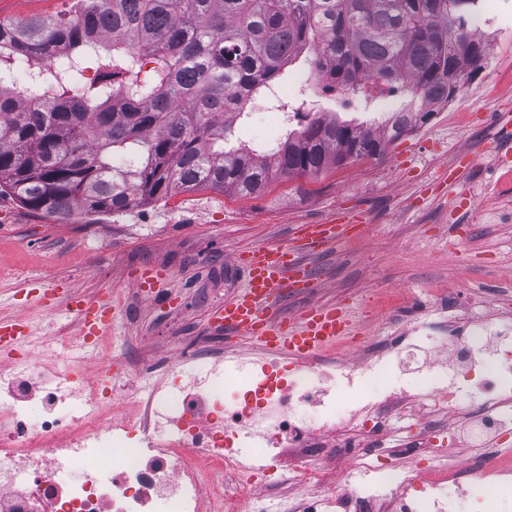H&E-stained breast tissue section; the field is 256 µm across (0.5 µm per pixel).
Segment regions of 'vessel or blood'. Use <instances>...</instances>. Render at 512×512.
I'll return each instance as SVG.
<instances>
[{
	"label": "vessel or blood",
	"mask_w": 512,
	"mask_h": 512,
	"mask_svg": "<svg viewBox=\"0 0 512 512\" xmlns=\"http://www.w3.org/2000/svg\"><path fill=\"white\" fill-rule=\"evenodd\" d=\"M355 224L352 218L341 224L327 221L305 225L304 232L318 245L347 237ZM234 263L244 274L243 289L212 316L213 322L227 333L262 349L286 352L299 362L308 360L336 338L350 335L352 325L341 307L316 305L294 316L280 314L278 303L294 281L313 288L319 285L293 249L256 247L237 254ZM69 306L81 325L105 319L116 311L106 298L73 300Z\"/></svg>",
	"instance_id": "vessel-or-blood-1"
}]
</instances>
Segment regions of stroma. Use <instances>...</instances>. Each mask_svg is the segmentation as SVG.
I'll return each instance as SVG.
<instances>
[{
  "instance_id": "1",
  "label": "stroma",
  "mask_w": 512,
  "mask_h": 512,
  "mask_svg": "<svg viewBox=\"0 0 512 512\" xmlns=\"http://www.w3.org/2000/svg\"><path fill=\"white\" fill-rule=\"evenodd\" d=\"M495 9L507 33L487 45L482 69L461 82L452 110L418 123L416 136L389 144L381 157L279 181L257 197L193 191L123 213L78 209L64 223L1 194L0 318L28 314L36 352L58 330L75 333L65 305L28 311L14 294L20 283H61L89 300L108 293L121 301L126 312L112 333L131 343L133 359L160 370L195 346L220 360L225 350L246 349L209 319L243 285L233 257L295 242L299 225L336 215L359 218L366 232L304 251L325 286L289 294L282 313L348 304L357 336L374 343L438 288L454 290L462 314L492 315V294L512 279V221L494 217L512 207V140L500 139L495 125L499 105H512L503 82L512 74V0H480V12ZM146 266L166 274L153 301L132 283Z\"/></svg>"
}]
</instances>
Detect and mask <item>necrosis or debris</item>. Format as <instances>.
Here are the masks:
<instances>
[{"instance_id": "1", "label": "necrosis or debris", "mask_w": 512, "mask_h": 512, "mask_svg": "<svg viewBox=\"0 0 512 512\" xmlns=\"http://www.w3.org/2000/svg\"><path fill=\"white\" fill-rule=\"evenodd\" d=\"M456 309L452 299L420 308L413 331L323 373L318 358L290 366L282 352L258 351L233 374L194 350L168 366L161 382L139 369L142 386L129 397L115 388L128 373L111 325L86 346L64 333L42 355L19 353L11 373L0 370V512H255L269 460L294 453L305 461L296 480L325 483L335 449H357L352 466L363 483L314 493L307 512H447L448 489L471 475L508 487L507 495L472 498V512H512V448L489 449L475 463L406 472L384 470L379 453H363L401 400L451 411L462 398L479 400L471 442L512 436V337L456 326L447 359L421 358L417 336L441 332ZM102 362L95 381L83 379L88 349ZM506 362L496 381L488 359ZM248 443L250 459L238 444Z\"/></svg>"}]
</instances>
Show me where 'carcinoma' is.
<instances>
[{
    "label": "carcinoma",
    "instance_id": "obj_1",
    "mask_svg": "<svg viewBox=\"0 0 512 512\" xmlns=\"http://www.w3.org/2000/svg\"><path fill=\"white\" fill-rule=\"evenodd\" d=\"M479 0H74L66 14L0 20V194L68 220L177 192L262 194L275 178L373 157L450 100L485 46ZM31 73L12 88L14 62ZM343 91L406 79L405 112L378 126L315 112L269 160L240 140L292 68ZM95 71L92 80L86 77Z\"/></svg>",
    "mask_w": 512,
    "mask_h": 512
}]
</instances>
